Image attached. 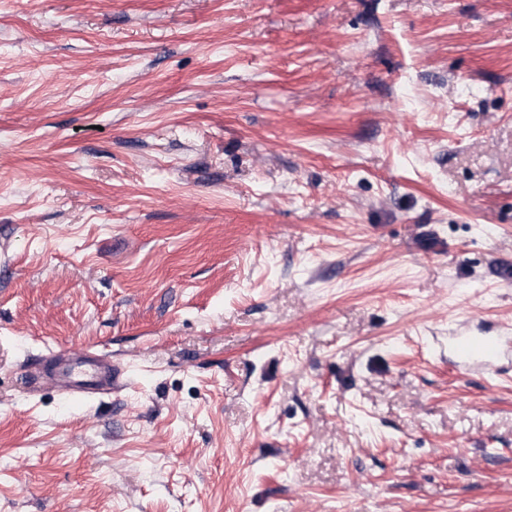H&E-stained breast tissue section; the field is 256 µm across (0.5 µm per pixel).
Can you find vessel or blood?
<instances>
[{
  "label": "vessel or blood",
  "mask_w": 512,
  "mask_h": 512,
  "mask_svg": "<svg viewBox=\"0 0 512 512\" xmlns=\"http://www.w3.org/2000/svg\"><path fill=\"white\" fill-rule=\"evenodd\" d=\"M448 352L458 370L475 367L489 375L499 374L502 362L512 363V328L476 334L458 326L455 336L448 339ZM26 369L34 390L54 392L75 410L88 401L111 396L123 385V371L111 353L96 349L73 360L50 348L27 359Z\"/></svg>",
  "instance_id": "vessel-or-blood-1"
}]
</instances>
